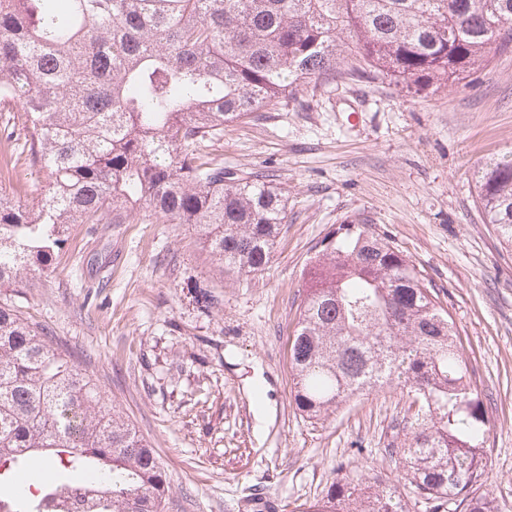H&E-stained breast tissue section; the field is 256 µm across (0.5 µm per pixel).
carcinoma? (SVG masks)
Listing matches in <instances>:
<instances>
[{
	"mask_svg": "<svg viewBox=\"0 0 512 512\" xmlns=\"http://www.w3.org/2000/svg\"><path fill=\"white\" fill-rule=\"evenodd\" d=\"M416 87L453 84L512 47V0H0V105L21 112L45 184L0 189V288L54 264L69 224H189L223 275L267 269L287 199L201 160L196 145L336 72L343 46ZM477 199L512 251V154L477 172ZM293 336L294 403L320 420L386 386L413 393L390 449L438 512H498L480 492L491 417L453 319L420 270L370 224H341L310 257ZM38 458L39 495L22 463ZM0 512H165L154 448L40 323L0 302ZM338 469L296 512H409L398 487Z\"/></svg>",
	"mask_w": 512,
	"mask_h": 512,
	"instance_id": "carcinoma-1",
	"label": "carcinoma"
}]
</instances>
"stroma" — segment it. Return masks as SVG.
I'll use <instances>...</instances> for the list:
<instances>
[{"instance_id": "1", "label": "stroma", "mask_w": 512, "mask_h": 512, "mask_svg": "<svg viewBox=\"0 0 512 512\" xmlns=\"http://www.w3.org/2000/svg\"><path fill=\"white\" fill-rule=\"evenodd\" d=\"M197 150L285 191L288 222L268 269L219 275L185 224H72L47 279L0 288L155 448L166 512H246L250 498L295 512L341 466L395 478L386 449L412 414L405 390L353 398L319 421L293 401L303 269L341 224L375 225L439 292L492 398L481 490L512 512V255L476 195L481 164L512 152V51L420 91L350 56ZM196 286L217 307L199 311Z\"/></svg>"}]
</instances>
